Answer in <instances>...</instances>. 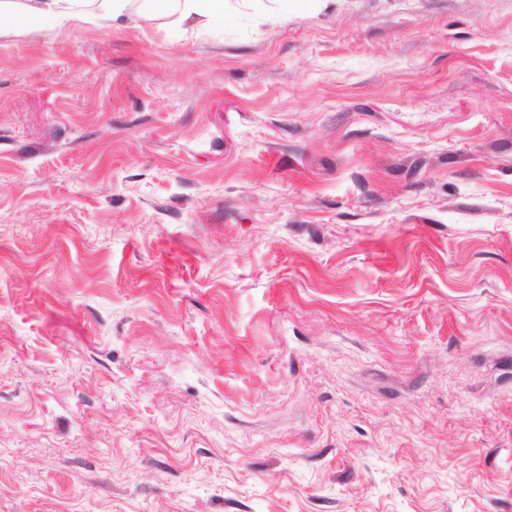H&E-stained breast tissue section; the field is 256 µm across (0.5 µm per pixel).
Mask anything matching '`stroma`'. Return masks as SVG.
<instances>
[{"instance_id": "35a3bbf8", "label": "stroma", "mask_w": 512, "mask_h": 512, "mask_svg": "<svg viewBox=\"0 0 512 512\" xmlns=\"http://www.w3.org/2000/svg\"><path fill=\"white\" fill-rule=\"evenodd\" d=\"M0 28V512H512V0Z\"/></svg>"}]
</instances>
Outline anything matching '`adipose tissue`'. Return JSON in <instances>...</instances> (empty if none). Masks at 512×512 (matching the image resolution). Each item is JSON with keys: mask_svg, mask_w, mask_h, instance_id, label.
Here are the masks:
<instances>
[{"mask_svg": "<svg viewBox=\"0 0 512 512\" xmlns=\"http://www.w3.org/2000/svg\"><path fill=\"white\" fill-rule=\"evenodd\" d=\"M224 4L225 0H0V21H12L35 34L87 20L121 27L170 18L206 29L223 15Z\"/></svg>", "mask_w": 512, "mask_h": 512, "instance_id": "1", "label": "adipose tissue"}]
</instances>
